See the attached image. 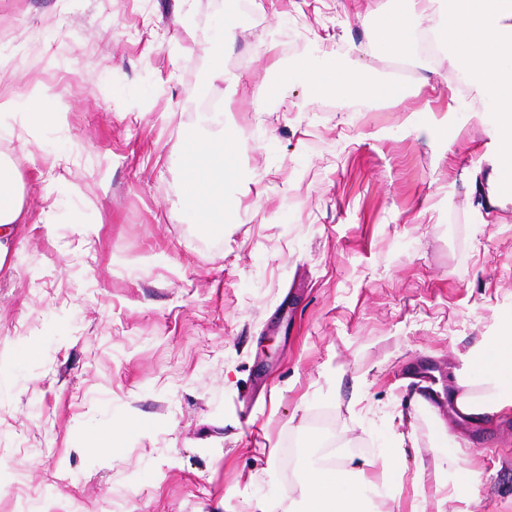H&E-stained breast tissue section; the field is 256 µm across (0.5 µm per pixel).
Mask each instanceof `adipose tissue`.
Here are the masks:
<instances>
[{
    "mask_svg": "<svg viewBox=\"0 0 512 512\" xmlns=\"http://www.w3.org/2000/svg\"><path fill=\"white\" fill-rule=\"evenodd\" d=\"M427 22L454 64L467 96L448 95V110H478L491 118L501 143L499 183L512 181V0H402L400 10L370 28L374 51L381 56L412 55L417 25ZM296 83L313 94L347 95L365 90L395 105L415 96L414 88L372 83L359 87L346 63L316 38L311 54L295 67L283 69L276 83L255 93L256 106L285 96ZM235 127L215 119L202 137H190L181 178V201L205 232L223 231L232 210L226 188L242 170ZM22 185L17 169L0 163V267L12 241L26 222ZM468 389L456 397L457 409L472 423L485 416L512 411V321H503L495 336L470 354ZM301 498L277 503L278 512H369L375 501L393 497L395 485L386 474L367 476L362 466L337 463L326 467L319 453L301 464Z\"/></svg>",
    "mask_w": 512,
    "mask_h": 512,
    "instance_id": "ef3b65f1",
    "label": "adipose tissue"
}]
</instances>
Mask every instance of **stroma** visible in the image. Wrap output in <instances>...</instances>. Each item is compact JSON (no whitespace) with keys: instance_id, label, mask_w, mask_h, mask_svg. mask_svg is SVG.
<instances>
[{"instance_id":"obj_1","label":"stroma","mask_w":512,"mask_h":512,"mask_svg":"<svg viewBox=\"0 0 512 512\" xmlns=\"http://www.w3.org/2000/svg\"><path fill=\"white\" fill-rule=\"evenodd\" d=\"M249 0L224 52L243 180L223 233L181 208L194 101L224 98L211 67L225 0H0V94L58 119L0 123L31 219L0 268V512H259L299 499L287 442L309 452L329 413L336 453L377 459L403 435L404 488L438 430L479 471L446 512H512V416L433 418L408 388L445 387L512 319V197L484 223L469 175L494 137L469 111L424 132L388 102L356 110L306 87L253 109L329 37L376 75L367 21L394 0ZM193 37H186L185 27Z\"/></svg>"}]
</instances>
